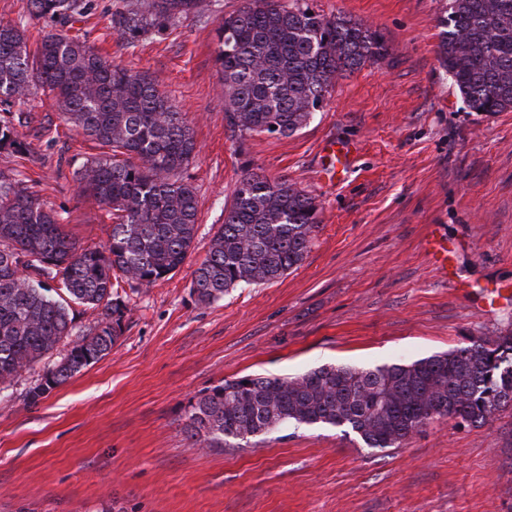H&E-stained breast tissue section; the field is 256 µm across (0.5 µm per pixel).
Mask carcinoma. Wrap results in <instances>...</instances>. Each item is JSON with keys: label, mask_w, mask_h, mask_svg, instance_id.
<instances>
[{"label": "carcinoma", "mask_w": 512, "mask_h": 512, "mask_svg": "<svg viewBox=\"0 0 512 512\" xmlns=\"http://www.w3.org/2000/svg\"><path fill=\"white\" fill-rule=\"evenodd\" d=\"M59 25L35 54L18 27L0 25L3 112L49 91L62 119L112 154L75 172L79 189L112 210L107 244L83 247L36 192L0 170V385L65 347L46 368L58 387L112 351L127 305L115 288L150 287L185 262L198 201L182 172L196 142L182 113L146 76L116 64L65 29L94 0H29ZM212 0H144L111 14L129 45L161 35ZM383 35L307 0H245L221 19L216 63L225 124L239 138L290 136L323 107L336 80L385 55ZM445 72L471 112H512V0H451L438 46ZM0 151L29 152L8 117ZM320 224L315 200L286 179L245 173L224 207V224L193 272L191 291L212 303L231 288L263 284L299 266ZM101 310L79 331L73 306ZM512 405V334L470 336L411 363L356 369L323 366L294 377L245 375L193 397L186 432L210 448H241L289 424L346 427L370 448H398L436 416L477 427Z\"/></svg>", "instance_id": "carcinoma-1"}]
</instances>
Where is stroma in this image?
Segmentation results:
<instances>
[{
  "instance_id": "stroma-1",
  "label": "stroma",
  "mask_w": 512,
  "mask_h": 512,
  "mask_svg": "<svg viewBox=\"0 0 512 512\" xmlns=\"http://www.w3.org/2000/svg\"><path fill=\"white\" fill-rule=\"evenodd\" d=\"M121 3L94 0L69 33L184 114L197 144L184 171L198 197L194 246L152 287L119 288L128 311L108 355L34 404L25 391L42 365L0 390V512H512V406L480 427L435 418L381 451L340 427H289L246 448L185 431L188 400L227 379L411 362L512 331V112L467 111L441 67L448 0H309L380 31L389 51L340 78L301 131L243 140L224 124L215 62L218 23L243 0L134 47L110 27ZM0 23L32 46L52 28L28 0H0ZM12 112L30 152H0V169L81 246L104 244L112 213L80 193L75 171L109 147L44 94ZM328 137L357 147L332 176ZM249 170L313 197L320 228L282 278L198 303L193 272Z\"/></svg>"
}]
</instances>
